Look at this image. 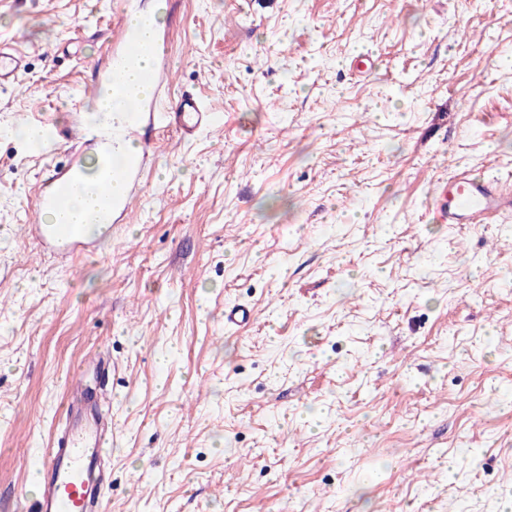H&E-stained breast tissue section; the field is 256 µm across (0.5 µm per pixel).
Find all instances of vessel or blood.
I'll return each mask as SVG.
<instances>
[{"label": "vessel or blood", "instance_id": "b4317fda", "mask_svg": "<svg viewBox=\"0 0 512 512\" xmlns=\"http://www.w3.org/2000/svg\"><path fill=\"white\" fill-rule=\"evenodd\" d=\"M152 56L151 67L141 70L139 80L148 87L149 96L134 97L121 122L102 118L77 122L78 136L72 144L90 141L103 161H111L118 145L132 146L117 169L106 172L96 183L87 184L82 177V162L75 159L63 171L44 180L35 192L38 210L50 209L68 214L74 198L82 193L96 196L98 209L92 218L96 230L110 231L112 222L132 207L137 195L153 143L146 133L151 128L175 127L190 136L216 123L219 112L203 101L182 96L163 101L158 91L164 82L163 63L166 51L161 38L145 43L128 25H120L112 39V53L99 83L123 91L121 73L143 56ZM24 67V59L12 39L0 38V84L15 81ZM428 210L434 222L473 226L490 223L492 217L512 215V191L498 181L469 169L455 171L439 181L429 198ZM86 225L62 222L34 224L30 232L50 250L71 259L88 252L95 243L94 232ZM110 426L87 387L74 385L66 410V426L49 448L40 470L42 492L33 512H101L99 490L104 482L102 460L110 446Z\"/></svg>", "mask_w": 512, "mask_h": 512}]
</instances>
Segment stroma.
<instances>
[{
    "label": "stroma",
    "instance_id": "stroma-1",
    "mask_svg": "<svg viewBox=\"0 0 512 512\" xmlns=\"http://www.w3.org/2000/svg\"><path fill=\"white\" fill-rule=\"evenodd\" d=\"M129 4L160 11L163 94L224 120L156 129L130 218L65 265L24 227L71 148L12 131L89 113ZM13 35L0 512L96 356L106 512H512V219L425 214L448 165L512 184V0H0ZM235 303L252 325L225 328Z\"/></svg>",
    "mask_w": 512,
    "mask_h": 512
}]
</instances>
